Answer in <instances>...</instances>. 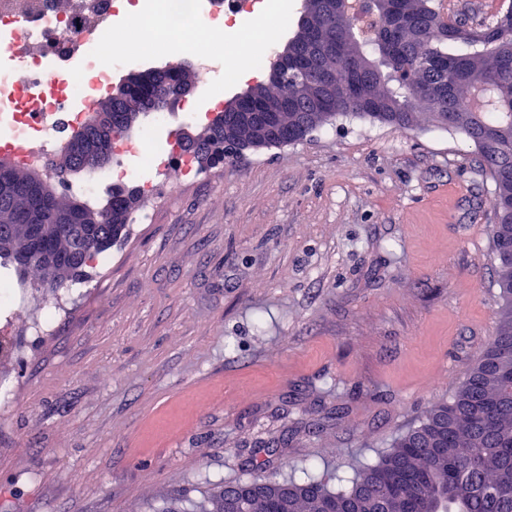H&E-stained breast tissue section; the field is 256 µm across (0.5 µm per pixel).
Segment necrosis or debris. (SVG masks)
Masks as SVG:
<instances>
[{"label":"necrosis or debris","instance_id":"necrosis-or-debris-1","mask_svg":"<svg viewBox=\"0 0 512 512\" xmlns=\"http://www.w3.org/2000/svg\"><path fill=\"white\" fill-rule=\"evenodd\" d=\"M0 0V142L39 164L98 103L113 69L91 55L123 18L118 0Z\"/></svg>","mask_w":512,"mask_h":512}]
</instances>
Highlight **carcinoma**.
<instances>
[{"instance_id": "1", "label": "carcinoma", "mask_w": 512, "mask_h": 512, "mask_svg": "<svg viewBox=\"0 0 512 512\" xmlns=\"http://www.w3.org/2000/svg\"><path fill=\"white\" fill-rule=\"evenodd\" d=\"M305 20L295 43L300 51L288 57L285 78L253 94V89L224 107L225 119L237 112L270 111L279 100L301 99L306 87L300 69L319 64L335 74L336 82L354 89L374 85L372 99L363 107L324 99L317 112L282 114L288 125L279 129L281 144L303 140L310 132L339 116L355 115L398 129L417 126L420 116L434 117L436 106L413 94L411 84L434 83L448 96L451 128L463 130L475 143L481 170L495 192L493 208L502 219L489 225L493 261L499 287L512 281V109L503 101L501 87H512V22L502 14L481 23V38L461 35L466 18L445 14L436 0H379L374 17L338 9L337 0H305ZM478 86H489L494 96L484 108L469 99ZM205 145V165L230 158L224 142L210 130L198 137ZM141 197L137 187L116 185L105 202L84 201L81 226L102 236L111 230V215L129 216ZM24 218L0 207V267L14 272L35 271L37 286L51 293L78 280L90 262L106 249H82L80 231L53 241L55 250L72 256L56 270L37 264L21 266L29 249ZM340 487L328 489L308 475L295 480L255 483L240 481L224 486L209 501L206 512H225L228 497H245L248 512H423L439 504L446 512H512V303L503 302L494 339L470 369L455 395L433 404L419 425L402 435L375 464H366Z\"/></svg>"}]
</instances>
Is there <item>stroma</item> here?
Returning a JSON list of instances; mask_svg holds the SVG:
<instances>
[{"instance_id": "obj_1", "label": "stroma", "mask_w": 512, "mask_h": 512, "mask_svg": "<svg viewBox=\"0 0 512 512\" xmlns=\"http://www.w3.org/2000/svg\"><path fill=\"white\" fill-rule=\"evenodd\" d=\"M493 193L464 131L355 117L143 192L149 222L49 332L30 321L51 296L0 304V512H165L376 461L493 339Z\"/></svg>"}]
</instances>
